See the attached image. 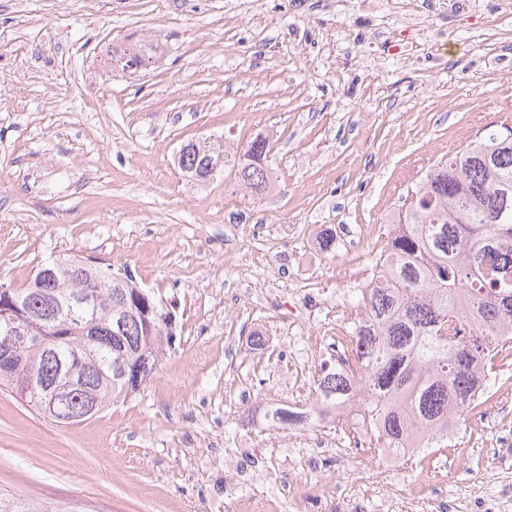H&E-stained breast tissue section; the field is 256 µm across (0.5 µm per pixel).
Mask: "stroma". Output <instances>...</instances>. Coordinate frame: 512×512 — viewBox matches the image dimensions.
<instances>
[{"mask_svg": "<svg viewBox=\"0 0 512 512\" xmlns=\"http://www.w3.org/2000/svg\"><path fill=\"white\" fill-rule=\"evenodd\" d=\"M131 34L162 55L106 72ZM507 114L504 0H0V282L95 256L177 321L144 390L81 424L0 389V491L61 512H488L512 490V357L488 388L506 406L383 475L335 415H265L310 409L408 188ZM256 138L260 196L237 177ZM191 140L224 145L207 181L177 164ZM269 152L266 139H255L244 148L238 178L251 193L260 194L270 185V170L267 164Z\"/></svg>", "mask_w": 512, "mask_h": 512, "instance_id": "stroma-1", "label": "stroma"}]
</instances>
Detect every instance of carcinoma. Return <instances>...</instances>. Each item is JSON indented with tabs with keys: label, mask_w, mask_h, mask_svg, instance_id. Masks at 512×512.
Listing matches in <instances>:
<instances>
[{
	"label": "carcinoma",
	"mask_w": 512,
	"mask_h": 512,
	"mask_svg": "<svg viewBox=\"0 0 512 512\" xmlns=\"http://www.w3.org/2000/svg\"><path fill=\"white\" fill-rule=\"evenodd\" d=\"M158 45L140 40L112 49L120 69L148 66ZM266 140L246 145L238 170L250 192L270 185ZM224 162L222 144L189 142L179 151L178 166L205 182ZM417 203L403 204L387 236L375 273L362 292L369 316L355 328L359 370H338L317 383V417L327 409L357 403L368 418L372 437L367 451L389 450L411 458L422 448H447L460 420L482 404L495 361L512 349V126L467 143L448 159L431 165L414 190ZM72 258L56 259V282L40 286L41 271L25 288L16 289L22 310L57 318L74 328L92 324L97 341L75 332L67 336L44 323L61 359L71 362L95 391L100 410L143 390L156 369L161 339L171 335L170 313L156 298L136 301L141 288L128 274L123 292L110 286L111 265L95 268V287L85 288L69 276ZM135 306L121 335L112 334L113 308ZM127 375L114 373L118 354ZM23 366L0 371V388H8L36 410L55 366L36 348L24 352ZM86 391L58 401V416L81 414ZM273 427L298 416L285 408L266 414ZM0 512H51L41 503L0 496Z\"/></svg>",
	"instance_id": "carcinoma-1"
}]
</instances>
